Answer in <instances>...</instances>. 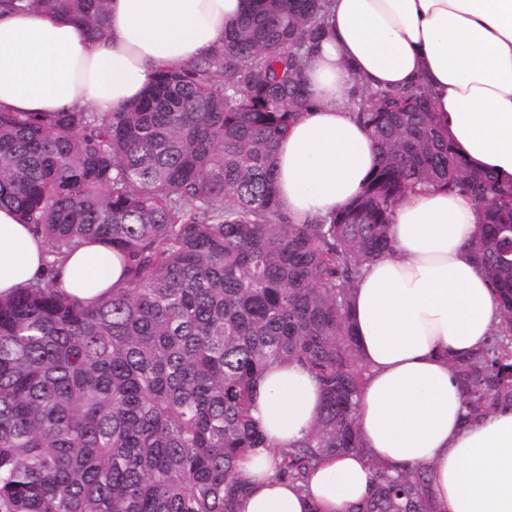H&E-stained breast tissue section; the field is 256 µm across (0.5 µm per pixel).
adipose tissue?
Wrapping results in <instances>:
<instances>
[{"label": "adipose tissue", "instance_id": "1", "mask_svg": "<svg viewBox=\"0 0 512 512\" xmlns=\"http://www.w3.org/2000/svg\"><path fill=\"white\" fill-rule=\"evenodd\" d=\"M253 0H110L107 35L91 40L63 15L0 13V109L120 111L158 68L209 53ZM331 33L303 74L310 106L275 151L280 205L294 223L332 215L363 191L379 155L350 104L370 89L422 85L474 168L512 180V0H330ZM480 210L469 196L422 188L395 210L394 254L357 279L349 318L368 380L358 401L363 448L331 457L305 487L275 474L282 452L321 412L316 378L272 364L252 416L269 440L245 456L248 492L234 512H350L370 498L368 459L427 469L437 512H512V406L470 424L449 360L481 346L500 311L471 257ZM44 247L0 209V295L46 273ZM61 292L91 304L124 286L122 256L82 243L56 268Z\"/></svg>", "mask_w": 512, "mask_h": 512}]
</instances>
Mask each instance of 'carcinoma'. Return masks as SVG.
<instances>
[{
    "label": "carcinoma",
    "mask_w": 512,
    "mask_h": 512,
    "mask_svg": "<svg viewBox=\"0 0 512 512\" xmlns=\"http://www.w3.org/2000/svg\"><path fill=\"white\" fill-rule=\"evenodd\" d=\"M261 2L121 112L0 111V207L41 236L47 265L0 299V512H233L248 489L239 460L268 447L251 407L275 362L302 365L323 391L279 476L302 489L326 457L362 448L352 289L393 251L396 207L425 186L479 204L471 251L501 310L492 339L453 361L467 418L512 405V181L467 164L425 89H357L379 165L349 206L293 223L275 147L309 105L302 77L328 0ZM109 7L0 0L98 36ZM85 240L121 253L127 276L93 306L53 277ZM372 476L354 512H433L426 471Z\"/></svg>",
    "instance_id": "carcinoma-1"
}]
</instances>
